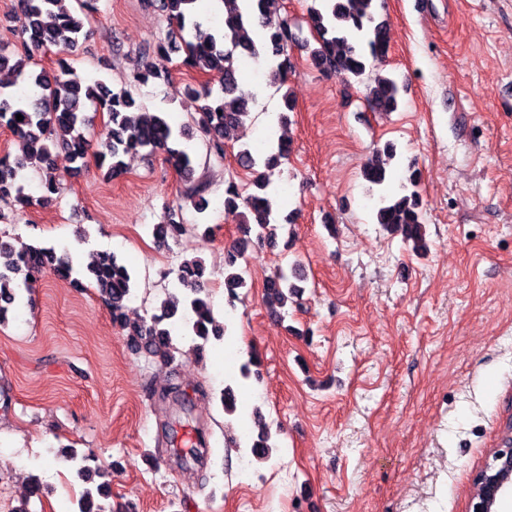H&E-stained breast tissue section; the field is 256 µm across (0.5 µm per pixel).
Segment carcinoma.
Returning <instances> with one entry per match:
<instances>
[{
    "label": "carcinoma",
    "mask_w": 512,
    "mask_h": 512,
    "mask_svg": "<svg viewBox=\"0 0 512 512\" xmlns=\"http://www.w3.org/2000/svg\"><path fill=\"white\" fill-rule=\"evenodd\" d=\"M66 0H15L12 21L17 23L22 50L12 53L0 49V70L8 68L32 91L23 97L17 91L0 89V126L17 134L24 142L23 154L0 156V199L14 198L30 207L33 198L24 193L23 173L31 167L45 171L42 182L43 198L62 190L63 177L49 164L51 149L61 147L73 162L85 163L91 148L86 136L92 120L84 113V101L96 104L97 111L107 115L104 138L96 153L98 167L106 179H117L126 173L124 156L146 152L161 153L184 184L183 201L197 212L209 206L207 183L196 175L197 157L188 141L194 134L206 143L209 156L224 159V132L242 125L249 116V96L239 88L238 61L242 56L271 63L269 76L273 82H283L292 72L290 51L299 43L296 25L278 12L279 0H249L243 8L237 0H224L223 25L204 27L196 19L197 0H150V5L162 12L169 25L165 39L141 52V63L124 79V86L114 91L97 80L91 85L65 78L69 71L68 58L76 52L87 35L85 20L95 11L93 0H76L79 10L65 5ZM380 9V0H311L307 9L308 26L317 46L310 56L324 71H336L350 80L362 81L369 62L386 56L390 43V28ZM260 28L262 35L253 39L247 29ZM190 32V38L183 36ZM181 39L184 58L181 65L209 77L201 84L188 83L184 94L196 103L194 125L175 127L166 113L151 115L141 111L135 91L156 80H168V71L156 67L151 55L166 57L170 46ZM54 48L58 70L52 76L36 71L35 54ZM368 105L379 111H394L400 103V87L389 76L378 75L366 85ZM22 115L19 121L16 115ZM291 152L286 140H279L276 149L257 158L250 149L238 152V164L249 174V192L230 180L224 189V213L238 220L243 237L224 253V287L236 297L247 286L246 270L240 265L244 252L252 243L265 245L278 237L275 196L270 193L274 170ZM397 154L388 143L373 151L361 168L365 181L382 187L391 178L387 165ZM421 171L411 164L395 196H380L376 222L391 234H398L412 249L427 251L426 227L422 199L418 192ZM183 206H168L153 227V237L160 243L176 240L185 231ZM50 270L61 278L71 279L80 286L79 276L90 280L101 299L112 310V321L127 331L134 344L144 352L168 364L176 359L180 349L174 343V333L203 340L194 346L195 356L202 358L209 337L220 338L226 331L214 315L209 295L203 293L202 278L205 264L200 259L185 260L179 266L177 280L187 290L184 298L171 295L162 300L150 320L130 322L123 310L132 296L135 278L131 269L113 253L98 252L86 267L75 266L68 253L57 254L52 246L33 244L16 252L11 243L0 239V323L7 319L19 290L28 287L29 278ZM265 301L274 313L286 308L297 295V285L282 268L266 279ZM271 436L258 435L252 443V454L258 460L269 457ZM64 460L76 467L77 475L86 483L93 469L89 455L71 452ZM109 497L108 485L100 483L96 490L85 489L79 512H112L95 499Z\"/></svg>",
    "instance_id": "carcinoma-1"
}]
</instances>
